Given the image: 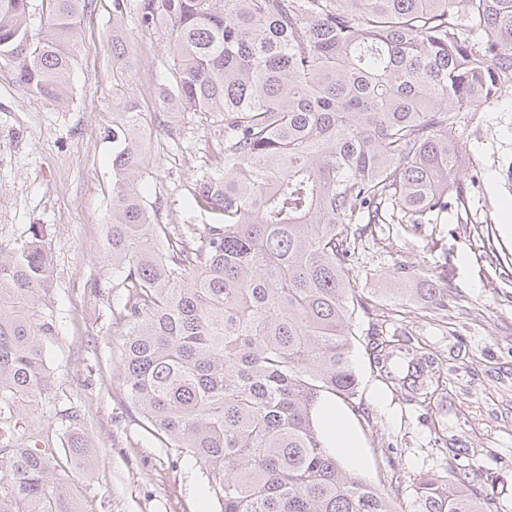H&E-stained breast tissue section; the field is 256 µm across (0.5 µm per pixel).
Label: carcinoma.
Here are the masks:
<instances>
[{"label":"carcinoma","instance_id":"cac0c4a2","mask_svg":"<svg viewBox=\"0 0 512 512\" xmlns=\"http://www.w3.org/2000/svg\"><path fill=\"white\" fill-rule=\"evenodd\" d=\"M34 40L30 0H0V64L29 92L70 98L75 20L91 0H47ZM113 0V56L133 65ZM140 25L165 29L172 79L158 107L224 115L223 172L191 205L203 228L154 223L141 190V113L112 127V210L95 252L120 290L117 378L167 448L194 459L219 512H395L387 491L345 469L322 442L319 401L351 400V337L361 225L436 224L469 187L455 138L512 91V0H139ZM52 273L43 228L0 250V512H78L40 432L16 433L51 388L35 306ZM399 306L441 316L448 288L399 263ZM417 362L411 397L431 402L435 358L409 333L372 347ZM66 452L94 462L71 430ZM451 479L427 476L414 512H492L484 472L452 452Z\"/></svg>","mask_w":512,"mask_h":512}]
</instances>
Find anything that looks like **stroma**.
<instances>
[{
  "label": "stroma",
  "instance_id": "35a3bbf8",
  "mask_svg": "<svg viewBox=\"0 0 512 512\" xmlns=\"http://www.w3.org/2000/svg\"><path fill=\"white\" fill-rule=\"evenodd\" d=\"M131 70L112 57L105 36L112 0H93L77 21L79 50L71 99L59 107L28 92L11 67L0 66V248L11 249L42 226L53 272L39 306L56 325L45 342L53 387L39 403L43 433L61 446V419L75 410L98 455L94 469L61 456V475L81 512H217L218 504L193 460L166 448L125 400L112 340L123 328L112 275L94 255L112 206V142L125 98L143 114L142 142L151 175L145 187L160 201L156 220L208 223L189 209L197 182L217 173L224 124L220 117L159 113L158 88L173 64L163 29L144 28L137 9L125 15ZM456 135L469 154L465 204L443 224L411 230L386 224L364 235L360 288H390L395 263L433 270L450 291L446 321L410 313L402 320L437 359L442 388L428 404L388 386L373 363L372 344L393 305L379 299L356 308L353 360L359 389L334 404L353 435L345 468L388 490L396 512H413L428 475L449 477L447 451L481 468L496 512H512V232L502 227L512 205V92L463 119Z\"/></svg>",
  "mask_w": 512,
  "mask_h": 512
}]
</instances>
